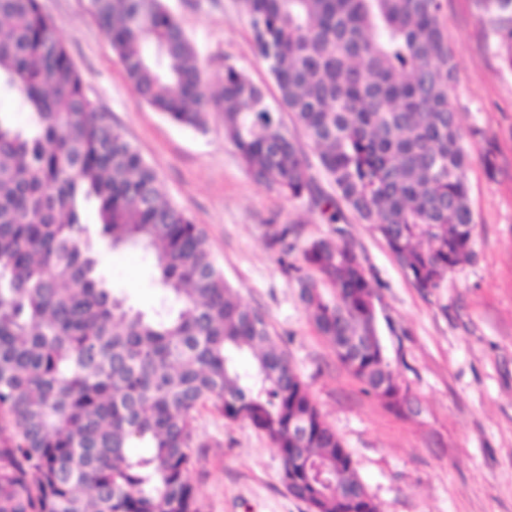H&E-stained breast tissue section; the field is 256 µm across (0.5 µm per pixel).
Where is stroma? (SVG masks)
Returning a JSON list of instances; mask_svg holds the SVG:
<instances>
[{"instance_id": "stroma-1", "label": "stroma", "mask_w": 512, "mask_h": 512, "mask_svg": "<svg viewBox=\"0 0 512 512\" xmlns=\"http://www.w3.org/2000/svg\"><path fill=\"white\" fill-rule=\"evenodd\" d=\"M87 93L155 169L167 198L207 232L242 303L265 312L324 419L335 429L383 512H512V67L485 36L476 0H447L455 65L452 104L471 157L472 255L441 288L421 293L352 211L341 228L377 290L379 334L412 398L398 413L364 390L315 329L296 280L266 245L270 225L297 224L300 243L331 235L307 199L268 189L247 172L220 113L205 131L151 108L128 80L86 0H40ZM193 40L210 88L225 66L244 70L268 99L278 91L238 0H167ZM115 294L152 312L164 296L152 259L119 249L103 258ZM188 473L201 512H307L281 481L270 441L205 405Z\"/></svg>"}]
</instances>
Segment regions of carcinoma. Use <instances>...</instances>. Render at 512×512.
I'll return each instance as SVG.
<instances>
[{"label": "carcinoma", "instance_id": "obj_1", "mask_svg": "<svg viewBox=\"0 0 512 512\" xmlns=\"http://www.w3.org/2000/svg\"><path fill=\"white\" fill-rule=\"evenodd\" d=\"M512 68V0H478ZM140 96L203 131L214 107L249 174L308 200L328 224L344 203L415 288L442 286L472 253L469 153L450 104L446 0H240L279 98L224 68L208 94L195 46L164 0H87ZM0 512H200L186 474L195 414L211 404L265 434L281 480L310 512H381L265 313L240 303L203 228L86 92L39 0H0ZM294 129L317 159L312 164ZM333 185L326 194L320 180ZM98 204V223L84 219ZM299 226L268 244L298 250ZM152 254L165 306L114 294L102 256ZM339 361L385 404L411 398L385 354L376 291L344 230L285 266ZM329 283L335 295L325 296ZM141 442L146 455L129 449Z\"/></svg>", "mask_w": 512, "mask_h": 512}]
</instances>
